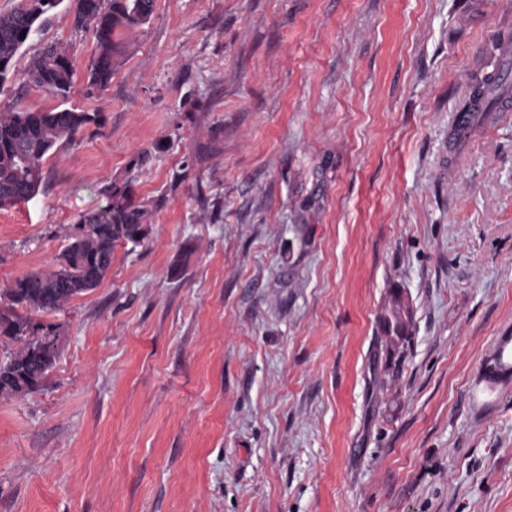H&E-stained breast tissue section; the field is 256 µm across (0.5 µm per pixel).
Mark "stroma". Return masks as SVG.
I'll list each match as a JSON object with an SVG mask.
<instances>
[{
  "label": "stroma",
  "instance_id": "stroma-1",
  "mask_svg": "<svg viewBox=\"0 0 512 512\" xmlns=\"http://www.w3.org/2000/svg\"><path fill=\"white\" fill-rule=\"evenodd\" d=\"M62 4L68 107L98 112L0 209V291L54 268L110 186L148 203L0 394V512H512V0H155L100 98ZM411 311L396 368L376 318ZM499 84V79L492 76H487L484 80L476 83L460 111L458 123H469L470 125L474 112H488L493 109L498 100L495 93L501 86Z\"/></svg>",
  "mask_w": 512,
  "mask_h": 512
}]
</instances>
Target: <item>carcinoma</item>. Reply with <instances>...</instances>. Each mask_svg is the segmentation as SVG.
<instances>
[{
    "label": "carcinoma",
    "instance_id": "cac0c4a2",
    "mask_svg": "<svg viewBox=\"0 0 512 512\" xmlns=\"http://www.w3.org/2000/svg\"><path fill=\"white\" fill-rule=\"evenodd\" d=\"M33 13L25 0L0 14V63L12 65L18 51L39 30L40 20L56 9ZM154 0H74L73 25L90 30L96 40V55L87 75L90 96L101 94L112 80L114 59L120 51L118 32L146 24ZM75 70L68 49L47 43L32 59L25 85L43 89L67 101ZM499 80L487 76L476 83L461 109L458 123L472 122L473 113L494 108ZM97 112L55 108L29 111L17 106L0 110V198L13 203L32 199L45 183L43 161L54 149L72 141L84 127L100 124ZM113 205L83 214L77 225L85 229L82 238H72L59 255L60 267L31 271L16 279L0 295V338L19 343V348L0 363V394L23 395L38 390L58 356L42 336H60V324L46 318L61 311L73 297L97 288L112 266V255L120 241L139 243L148 234L144 224L146 205L134 204L125 190L112 186ZM41 316L34 320L33 315ZM410 310L394 292L388 307L377 320L378 332L387 341V358L392 359L410 340Z\"/></svg>",
    "mask_w": 512,
    "mask_h": 512
}]
</instances>
